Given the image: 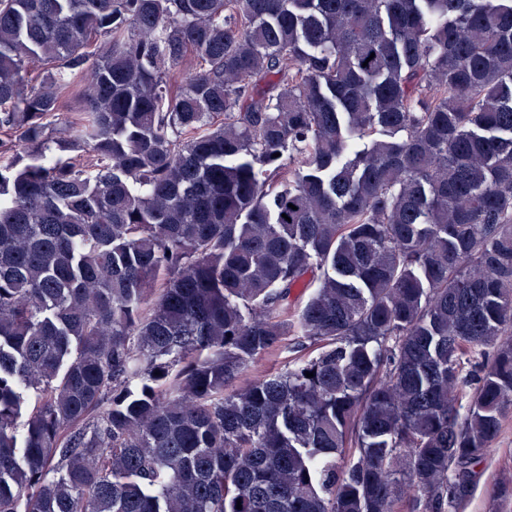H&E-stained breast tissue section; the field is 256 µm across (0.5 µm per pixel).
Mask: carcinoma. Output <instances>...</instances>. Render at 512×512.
Listing matches in <instances>:
<instances>
[{
    "mask_svg": "<svg viewBox=\"0 0 512 512\" xmlns=\"http://www.w3.org/2000/svg\"><path fill=\"white\" fill-rule=\"evenodd\" d=\"M511 406L512 0H0V512H457ZM291 354L285 352L278 357L261 356L253 364L251 369L244 375L240 383L243 384L252 380L257 374H274L288 365Z\"/></svg>",
    "mask_w": 512,
    "mask_h": 512,
    "instance_id": "cac0c4a2",
    "label": "carcinoma"
}]
</instances>
